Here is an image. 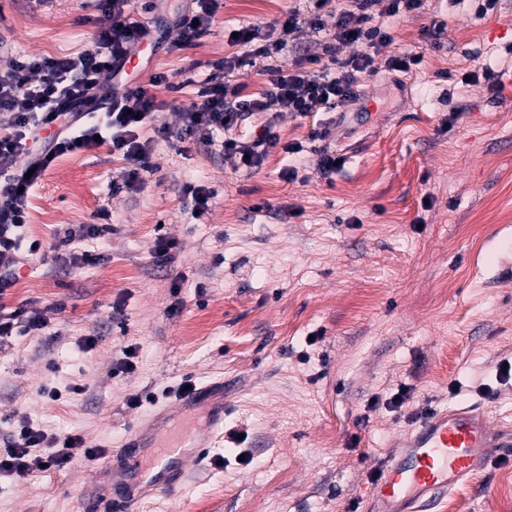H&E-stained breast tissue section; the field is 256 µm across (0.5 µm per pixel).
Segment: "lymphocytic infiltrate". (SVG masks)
Masks as SVG:
<instances>
[{"instance_id": "f902f5d3", "label": "lymphocytic infiltrate", "mask_w": 512, "mask_h": 512, "mask_svg": "<svg viewBox=\"0 0 512 512\" xmlns=\"http://www.w3.org/2000/svg\"><path fill=\"white\" fill-rule=\"evenodd\" d=\"M193 7L175 19L178 45L194 44L213 21L220 0H191ZM312 25H320L319 11L325 0H308ZM423 0H350L336 14L333 45L307 58L295 68L268 66L263 70L266 89L246 95L232 84L231 74L246 62L278 55L291 34L304 22L300 12L290 11L281 23L278 38L260 27L238 30L237 45L243 52L225 58L198 90L197 103L179 112L177 130L158 124L163 101L140 86H127L122 95L112 93L111 82L143 39L152 34L148 23L135 19V0H98V31L91 49L75 57H15L0 69V113L8 118L6 134H0V288L11 286L21 264V249L28 222L31 196L44 172L60 155L96 148L105 136L114 153L127 166L122 185L138 191L142 174L150 167L154 139H142L141 130L153 126L155 137L175 140L181 152L191 144L217 146L228 159H237L247 172L259 171L274 152L291 156L303 151L299 142L282 141L275 130L280 113L312 118L309 140L321 142L316 164L334 172L341 155L328 143L331 130L316 122L320 112L344 111L360 99L363 77L377 75L375 60L393 41L390 29L373 24L374 15L406 18L419 12ZM349 55H342V48ZM28 155L32 175L15 168ZM50 320L44 312L18 305L0 314V341L18 333L48 334ZM93 460L97 448L84 447L81 437L47 438L30 425L0 442V473L20 478L40 468L63 469L76 455Z\"/></svg>"}]
</instances>
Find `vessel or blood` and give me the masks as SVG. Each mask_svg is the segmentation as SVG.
Returning <instances> with one entry per match:
<instances>
[{"label":"vessel or blood","mask_w":512,"mask_h":512,"mask_svg":"<svg viewBox=\"0 0 512 512\" xmlns=\"http://www.w3.org/2000/svg\"><path fill=\"white\" fill-rule=\"evenodd\" d=\"M203 411L206 431L224 428V383L203 384L176 406L154 410L127 431L105 462L114 512H137L140 501L180 488L205 461L197 430L171 427L173 411ZM499 453L486 414L473 405L431 410L409 428L369 487L364 512H429L431 506Z\"/></svg>","instance_id":"1"}]
</instances>
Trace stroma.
Returning <instances> with one entry per match:
<instances>
[{"label": "stroma", "instance_id": "1", "mask_svg": "<svg viewBox=\"0 0 512 512\" xmlns=\"http://www.w3.org/2000/svg\"><path fill=\"white\" fill-rule=\"evenodd\" d=\"M185 5L138 0L159 38L128 65L127 84L112 86L119 95L166 74L168 85L154 87L166 103L157 121L171 127L214 64L239 53L228 31L277 30L305 2L223 0L209 30L179 47L173 21ZM340 7L327 0L323 30L290 35L276 64L321 53ZM98 17L92 0H0V68L21 55L78 56ZM436 17L447 27L432 41L423 30ZM386 24L394 48L423 61L365 81L331 132L345 154L336 173L315 164L310 120L288 114L277 132L303 153L271 154L251 174L208 145L182 155L160 141L130 194L114 188L126 162L110 144L54 161L30 199L28 239L49 247L103 218L112 230L68 245L100 255L92 265L24 255L0 294L1 307L46 311L54 331L0 344V439L26 420L109 452L185 384L220 378L224 429L202 470L139 512H349L408 414L476 404L508 459L432 512H512V0L482 18L473 0H425L421 13ZM478 65L501 73V89L462 82ZM291 164L301 177L288 182ZM189 182L214 193L204 221L183 196ZM161 235L182 246L168 267L154 258ZM128 346L135 368L122 373ZM403 386L404 412L372 407ZM81 495L112 506L102 470L79 457L23 479L0 474V512H74Z\"/></svg>", "mask_w": 512, "mask_h": 512}]
</instances>
